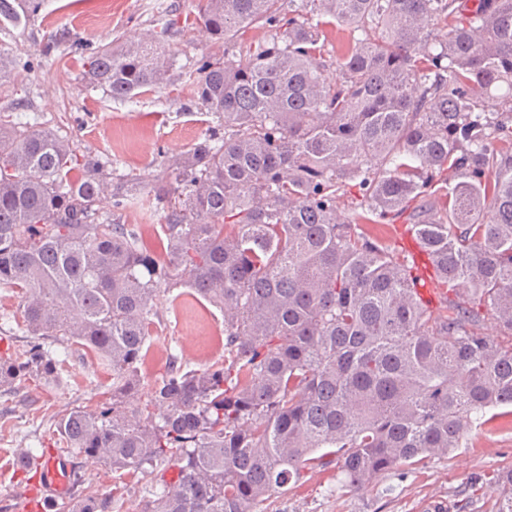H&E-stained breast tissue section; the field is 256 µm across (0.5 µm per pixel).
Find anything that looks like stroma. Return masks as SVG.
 <instances>
[{"label": "stroma", "mask_w": 512, "mask_h": 512, "mask_svg": "<svg viewBox=\"0 0 512 512\" xmlns=\"http://www.w3.org/2000/svg\"><path fill=\"white\" fill-rule=\"evenodd\" d=\"M176 14H169V4ZM194 0H44L26 24L0 26V59L12 62L39 54L46 43L54 50L42 68L0 80V112L24 100L44 127L70 138L76 154L117 159L116 172L150 184L162 155H175L201 141L217 126L214 114L194 104L192 86L183 76L204 54L221 53L220 45L184 26L169 38L173 60L170 86L115 101L82 80L86 56L74 41L91 46L137 41L160 30L170 17L194 11ZM149 356L141 366L140 397L164 371L168 351H181L188 366L199 369L224 358V315L215 307L188 301L178 315H163L151 329ZM112 375L93 356L68 363L61 385L48 390L37 382H17L0 395V512H17L16 504L33 488L27 473L15 466L14 450L24 435L41 437L56 450L55 422L74 407L96 411L110 398ZM91 489L114 493L123 512H136L145 480L139 475L114 478L110 467L79 458ZM512 466V416L498 415L473 430L448 457L423 466L383 473L358 492L342 489L337 470L306 474L287 493L272 497L265 512H415L427 499L446 504L447 512H497V491L485 481Z\"/></svg>", "instance_id": "35a3bbf8"}]
</instances>
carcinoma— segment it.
Listing matches in <instances>:
<instances>
[{
	"label": "carcinoma",
	"mask_w": 512,
	"mask_h": 512,
	"mask_svg": "<svg viewBox=\"0 0 512 512\" xmlns=\"http://www.w3.org/2000/svg\"><path fill=\"white\" fill-rule=\"evenodd\" d=\"M42 5L0 0V19ZM190 25L223 46L190 75L224 129L163 160L151 239L99 208L138 182L0 114V288L26 337L0 352V388L57 386L76 353L111 371V406L71 409L56 435L147 477L138 512H264L308 472L358 491L461 447L512 407V342L483 332L512 336V0H199ZM76 47L114 100L170 83L150 40ZM400 219L424 261L377 232ZM187 296L224 312V360L170 353L127 410L159 299ZM69 481L49 512H120L80 468ZM489 485L512 512V468Z\"/></svg>",
	"instance_id": "cac0c4a2"
}]
</instances>
